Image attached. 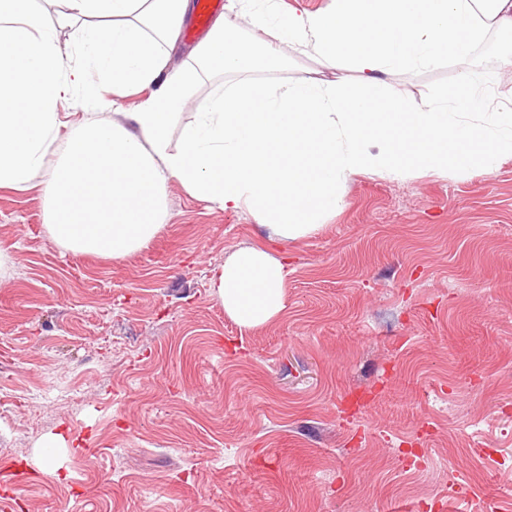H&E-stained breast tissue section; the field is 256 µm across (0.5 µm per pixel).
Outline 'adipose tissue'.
<instances>
[{
	"mask_svg": "<svg viewBox=\"0 0 512 512\" xmlns=\"http://www.w3.org/2000/svg\"><path fill=\"white\" fill-rule=\"evenodd\" d=\"M56 15L34 0H0V187L27 190L41 178L45 223L60 248L117 258L145 247L166 214L165 187L178 180L227 211L248 208L270 238L316 231L356 172L493 171L512 155V109L492 125L462 124L483 79L463 72V94L410 100L398 71L464 61L488 31L512 34V0H334L329 11L283 14L277 0H242L237 19L218 18L197 59L240 78L199 106L169 149L171 110L197 73L169 71L188 0H60ZM78 24L70 54L58 27ZM253 31L235 36L240 24ZM323 66L350 69L354 84L314 78L264 85L255 71L283 64L282 45ZM151 95L128 123L86 119L63 127L57 107L78 97L108 106V93ZM57 154L46 167L48 154ZM240 326L284 307L287 271L259 248L238 250L209 279Z\"/></svg>",
	"mask_w": 512,
	"mask_h": 512,
	"instance_id": "adipose-tissue-1",
	"label": "adipose tissue"
}]
</instances>
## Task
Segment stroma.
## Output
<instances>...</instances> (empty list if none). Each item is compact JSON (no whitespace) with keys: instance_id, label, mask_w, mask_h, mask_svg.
Here are the masks:
<instances>
[{"instance_id":"1","label":"stroma","mask_w":512,"mask_h":512,"mask_svg":"<svg viewBox=\"0 0 512 512\" xmlns=\"http://www.w3.org/2000/svg\"><path fill=\"white\" fill-rule=\"evenodd\" d=\"M266 83L352 80L284 47ZM495 75L512 40L406 69L411 99ZM183 126L237 74L202 68ZM164 226L120 259L71 253L41 185L0 188V480L10 512H423L512 501V156L489 174L354 173L316 232L270 240L249 210L166 186ZM287 269L262 327L225 315L210 272L241 248ZM60 435L65 444L44 447ZM467 499H459V491Z\"/></svg>"}]
</instances>
